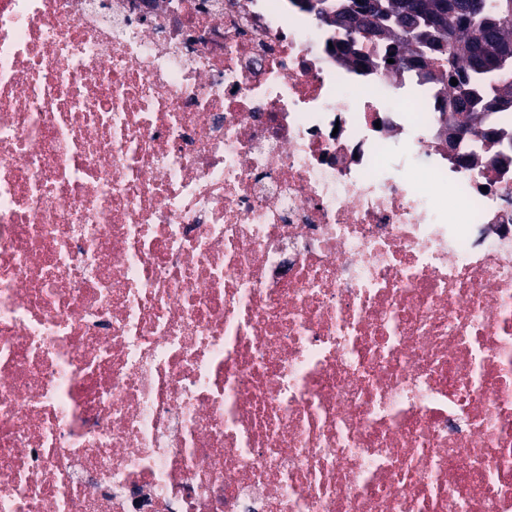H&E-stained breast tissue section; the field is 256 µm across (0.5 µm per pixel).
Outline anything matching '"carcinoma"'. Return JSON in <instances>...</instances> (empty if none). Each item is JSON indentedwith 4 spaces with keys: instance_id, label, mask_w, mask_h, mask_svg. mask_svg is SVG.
<instances>
[{
    "instance_id": "cac0c4a2",
    "label": "carcinoma",
    "mask_w": 512,
    "mask_h": 512,
    "mask_svg": "<svg viewBox=\"0 0 512 512\" xmlns=\"http://www.w3.org/2000/svg\"><path fill=\"white\" fill-rule=\"evenodd\" d=\"M444 1L448 11L439 28L426 26L420 15L399 21L393 11L402 5L394 0H342L333 14L321 8L317 13L379 44L373 59L354 53L362 65H385L392 59L447 87L453 76L463 75L454 86L451 106L471 121L489 109L491 100L512 98V54L503 55L504 49H512V0H481L480 11L469 0H421L433 13Z\"/></svg>"
}]
</instances>
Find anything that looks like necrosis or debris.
<instances>
[{
  "mask_svg": "<svg viewBox=\"0 0 512 512\" xmlns=\"http://www.w3.org/2000/svg\"><path fill=\"white\" fill-rule=\"evenodd\" d=\"M295 0H0V512H512V112Z\"/></svg>",
  "mask_w": 512,
  "mask_h": 512,
  "instance_id": "1",
  "label": "necrosis or debris"
}]
</instances>
